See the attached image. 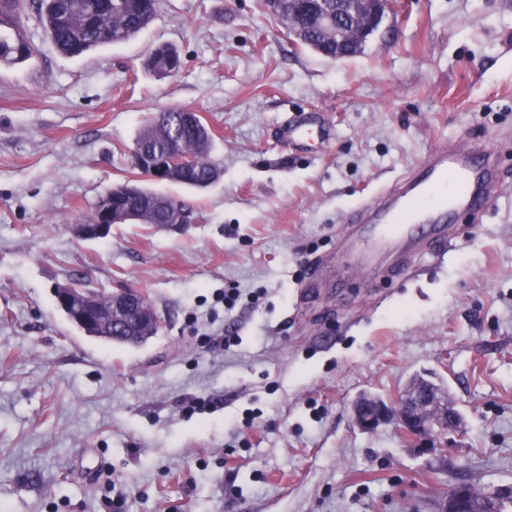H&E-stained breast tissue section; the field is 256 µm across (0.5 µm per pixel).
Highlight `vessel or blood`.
<instances>
[{
    "instance_id": "obj_1",
    "label": "vessel or blood",
    "mask_w": 512,
    "mask_h": 512,
    "mask_svg": "<svg viewBox=\"0 0 512 512\" xmlns=\"http://www.w3.org/2000/svg\"><path fill=\"white\" fill-rule=\"evenodd\" d=\"M280 128L292 144L309 139L327 143L333 137L330 121L320 113L287 117ZM497 188L493 155L479 139L441 144L424 164L356 213L345 232L352 269L408 253L421 240L433 255H441L448 242L449 218L460 212L482 216Z\"/></svg>"
}]
</instances>
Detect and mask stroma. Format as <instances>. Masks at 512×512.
Segmentation results:
<instances>
[{
  "mask_svg": "<svg viewBox=\"0 0 512 512\" xmlns=\"http://www.w3.org/2000/svg\"><path fill=\"white\" fill-rule=\"evenodd\" d=\"M22 21L32 56L0 64L6 512H437L458 483L512 485V0H399L362 52L335 60L288 39L261 0H158L136 37L76 58L35 7ZM163 43L176 75L143 66ZM178 107L214 134L222 173L207 188L131 167L146 120ZM296 112L323 113L334 141L287 146L279 125ZM469 136L503 179L481 223L455 216L447 252L418 245L396 275L352 273L357 207ZM133 179L193 223L77 236ZM78 282L141 291L160 331L138 347L86 335L55 297ZM228 288L236 307L214 308ZM423 371L462 415L443 463L351 416L361 392L394 397ZM196 397L211 409L186 415Z\"/></svg>",
  "mask_w": 512,
  "mask_h": 512,
  "instance_id": "35a3bbf8",
  "label": "stroma"
}]
</instances>
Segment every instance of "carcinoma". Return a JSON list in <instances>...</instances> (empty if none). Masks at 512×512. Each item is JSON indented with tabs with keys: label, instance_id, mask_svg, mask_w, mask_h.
<instances>
[{
	"label": "carcinoma",
	"instance_id": "obj_1",
	"mask_svg": "<svg viewBox=\"0 0 512 512\" xmlns=\"http://www.w3.org/2000/svg\"><path fill=\"white\" fill-rule=\"evenodd\" d=\"M24 0H0V63L12 65L29 58L32 45L21 30ZM38 16L51 42L64 56L77 57L104 45L124 43L137 36L154 19V0H38ZM279 18L288 37L298 45L314 51L332 50V42L315 31L298 29L297 20L283 10ZM178 51L169 45L153 48L144 60V67L159 74L171 76L179 70ZM184 108L166 109L150 117L141 128L131 151V162L140 152H166L174 143L183 140L192 152L193 162L182 173L177 183L205 188L216 182L221 174L219 162L212 155V133L203 118L188 126ZM108 204L134 210L140 214L139 223L149 226L162 224L167 209L181 205L176 198L142 189L135 195L108 191L98 200L84 224H97Z\"/></svg>",
	"mask_w": 512,
	"mask_h": 512
}]
</instances>
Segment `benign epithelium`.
<instances>
[{"label":"benign epithelium","mask_w":512,"mask_h":512,"mask_svg":"<svg viewBox=\"0 0 512 512\" xmlns=\"http://www.w3.org/2000/svg\"><path fill=\"white\" fill-rule=\"evenodd\" d=\"M393 0H310L308 23L318 31L336 33V46H342L351 34V19L364 17L358 36L366 35L375 23L389 12L395 11ZM191 154L170 152L152 160L139 162L150 172L156 182H170L180 169L188 167ZM138 221V214L131 210H106L103 222L83 229V236L102 239L112 231L114 224H129ZM60 308H76L73 316L87 327L97 321H110L120 332L135 333L150 324L159 322L158 317H145L140 311V292L122 289L109 295L106 307L89 291L72 285L59 287ZM355 426L364 433H373L383 426L391 425L401 434L404 443L416 455H438L447 447L448 435L459 430L460 420L453 406L442 394L432 389L427 382L418 379L408 384L394 400H385L375 395L361 396L352 406ZM512 497V486H496L489 489L488 498L480 506L473 505L469 486H455L440 504L439 512H498L500 501Z\"/></svg>","instance_id":"obj_1"}]
</instances>
